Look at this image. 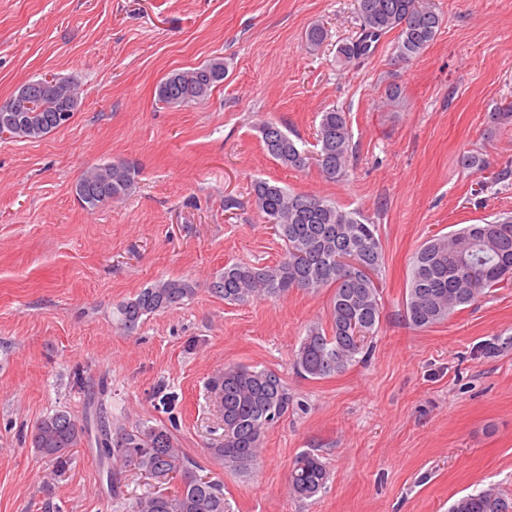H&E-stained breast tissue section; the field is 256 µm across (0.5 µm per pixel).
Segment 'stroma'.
<instances>
[{
    "mask_svg": "<svg viewBox=\"0 0 512 512\" xmlns=\"http://www.w3.org/2000/svg\"><path fill=\"white\" fill-rule=\"evenodd\" d=\"M433 2L443 22L419 58L398 59L389 36L344 64L356 0H0V103L46 74L82 90L68 126L0 139V512H127L161 490L130 470L113 496L91 432L60 471L32 448L41 419L64 411L82 426L99 400L116 429L172 424L200 475L223 479L230 512H448L490 486L512 498V286L427 329L402 316L421 244L512 212V178L497 179L512 166V122L490 118L512 105V0ZM314 24L328 38L312 50ZM216 56L227 70L206 100L158 101L166 75ZM332 108L353 136L343 177L264 150L269 120L312 156ZM467 153L485 170L463 169ZM116 160L137 165L135 189L82 208L75 182ZM257 179L379 227V324L367 360L342 374L293 368L306 327L329 322L332 289L231 304L208 288L227 264L280 258L274 226L249 203ZM229 196L239 208L225 209ZM168 278L196 283L193 298L125 333L119 304ZM228 364L277 371L300 403L266 431L247 476L207 452L223 433L208 382ZM303 451L330 473L309 500L288 492Z\"/></svg>",
    "mask_w": 512,
    "mask_h": 512,
    "instance_id": "35a3bbf8",
    "label": "stroma"
}]
</instances>
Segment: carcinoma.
Masks as SVG:
<instances>
[{
    "label": "carcinoma",
    "instance_id": "carcinoma-1",
    "mask_svg": "<svg viewBox=\"0 0 512 512\" xmlns=\"http://www.w3.org/2000/svg\"><path fill=\"white\" fill-rule=\"evenodd\" d=\"M359 35L341 44L337 55L345 62L365 59L387 34L397 33V56H421L434 41L442 18L431 0H356ZM327 32L314 24L305 32L315 49ZM224 58L216 57L192 70L173 72L158 85V101L186 105L207 99L224 81ZM27 82L31 107L22 119L0 115V137L39 140L62 128L60 115L79 107L75 82L56 78ZM259 131L265 151L289 169L305 167L307 154L276 123L264 121ZM316 164L328 179L342 177L353 158L352 133L345 113H321L317 129ZM139 170L128 160L89 168L73 186L79 204L93 211L126 197L136 185ZM252 205L284 242V253L273 265H224V272L209 283L212 293L230 303L254 298H280L293 288L317 292L333 289L330 330L313 324L295 354L294 367L311 379L345 372L359 361L365 341L379 323L382 303L376 279L384 265L378 226L363 221L357 211H346L316 195L294 193L259 179L251 186ZM512 284V215L498 214L480 224H468L433 238L415 252L402 316L424 329L447 320L475 303L488 288ZM185 279H159L135 298L118 306L119 323L126 333L135 331L143 317L183 304L195 294ZM224 422V435L211 444L209 455L224 468L248 473L257 464L265 432L294 409V396L271 369L228 365L209 381ZM100 459L111 464L112 492L120 494L124 469L131 467L159 481L182 476V487L172 495L152 492L134 499L128 512H226L224 485L195 474L198 464L177 447L164 425L139 423L111 429V415L103 402L96 404ZM83 429L65 412L42 419L31 443L46 458L62 466L71 449L80 445ZM327 466L311 453L299 454L292 465L288 489L297 498L311 499L325 489ZM512 500L494 487L460 497L450 512H508Z\"/></svg>",
    "mask_w": 512,
    "mask_h": 512
}]
</instances>
